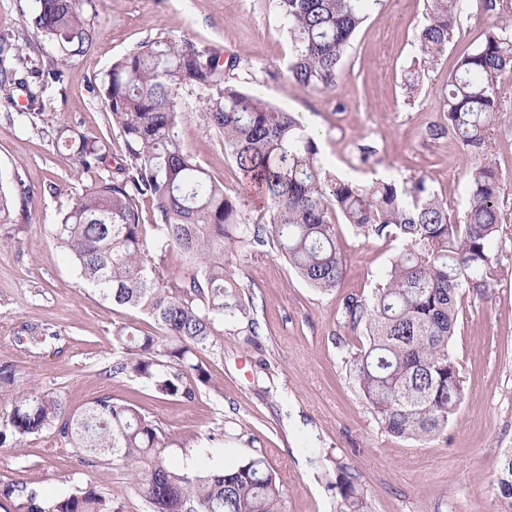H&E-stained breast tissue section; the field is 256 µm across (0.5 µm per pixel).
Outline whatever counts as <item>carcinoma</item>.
Masks as SVG:
<instances>
[{
  "instance_id": "1",
  "label": "carcinoma",
  "mask_w": 512,
  "mask_h": 512,
  "mask_svg": "<svg viewBox=\"0 0 512 512\" xmlns=\"http://www.w3.org/2000/svg\"><path fill=\"white\" fill-rule=\"evenodd\" d=\"M83 2L38 0L32 25L54 46L55 63L37 73L1 74V98L12 99L16 85L60 79L71 58L90 51L96 31ZM380 2L276 0L292 42V79L333 90L350 40ZM465 2L431 0L418 36L422 54L445 47ZM481 9L483 42L448 74L446 124L430 129L437 138L452 132L471 160L462 220L422 177L361 185L331 174L299 115L226 81L225 71L239 65L235 56L222 63L191 41L167 36L145 40L113 62L94 92L107 102L108 126L123 139V157L112 163V140L104 134L59 130V151L90 184L50 229L83 282L116 307L148 314L162 330L155 336L114 325L112 374L186 402L202 386L216 388L198 352L231 328L257 335L253 298L233 271L236 257L268 245L307 285L331 292L345 274L332 219L339 213L359 235L402 242L371 297L343 299L345 324L367 339L350 353V377L388 435L422 443L443 435L465 392L450 351L459 304L465 294L490 286L503 247L504 181L486 157L501 111L498 78L512 71V0H481ZM184 90L199 92L206 129L224 139V153L249 177L265 221L244 222L246 199L229 196L183 148ZM26 194L20 181L8 193L0 186V224L11 221V197ZM144 199L153 203L150 224L143 223ZM171 252L184 257V271H166ZM52 428L87 465L120 462L148 512H285L281 484L264 455L218 470H189L168 460V438L157 421L120 400L101 397L70 410L57 395L30 389L0 403L1 446ZM338 469L340 512H368L355 475ZM496 488L512 510V452L500 462ZM0 497L14 512H120L112 495L92 483L57 497L6 484Z\"/></svg>"
}]
</instances>
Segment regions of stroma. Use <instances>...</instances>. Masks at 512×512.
<instances>
[{"mask_svg":"<svg viewBox=\"0 0 512 512\" xmlns=\"http://www.w3.org/2000/svg\"><path fill=\"white\" fill-rule=\"evenodd\" d=\"M36 8L37 0H0V68L47 69L55 51L29 25ZM84 10L97 40L67 63L60 80L34 84L39 108L26 114L21 90L14 102L0 99V182L19 179L29 189L16 200L12 223L0 224V362L12 364L18 387L57 394L73 408L105 396L138 406L157 420L171 441L168 455L180 460L185 440L212 448L216 466L264 454L287 512H337L339 495L327 487L336 457L357 475L370 512H503L495 479L502 455L512 449V72L498 82L501 110L488 157L505 178V246L495 281L463 299L451 352L466 396L435 442L420 445L382 432L347 366L349 348L360 341L345 327L341 303L349 294L371 295L401 242L357 235L336 219L346 272L327 294L267 250L241 255L235 276L254 297L257 336L250 342L227 334L201 351L218 386L201 388L188 403L106 375L114 324L153 334L158 328L148 315L112 306L82 284L49 233L59 210L88 183L60 153L57 130L105 132L108 108L93 85L114 61L158 36L240 57L227 80L317 125L329 172L364 185L387 170L400 182L422 177L450 214L463 215L469 161L452 136L435 139L429 130L443 121L442 92L456 59L484 38L481 0H467L446 50L434 59L417 49L430 0H382L354 34L329 92L291 78V42L275 0H85ZM24 41L32 48L21 55L16 46ZM413 70L421 83L412 90L406 77ZM181 99L189 113L179 129L184 148L229 195L242 194L246 180L222 140L206 129L197 93L182 92ZM365 146L375 151L366 163L360 160ZM26 325L48 330L51 339L25 351L16 338ZM66 475L111 493L121 512H146L120 463H81L56 430L0 447V485L50 494L62 490Z\"/></svg>","mask_w":512,"mask_h":512,"instance_id":"35a3bbf8","label":"stroma"}]
</instances>
